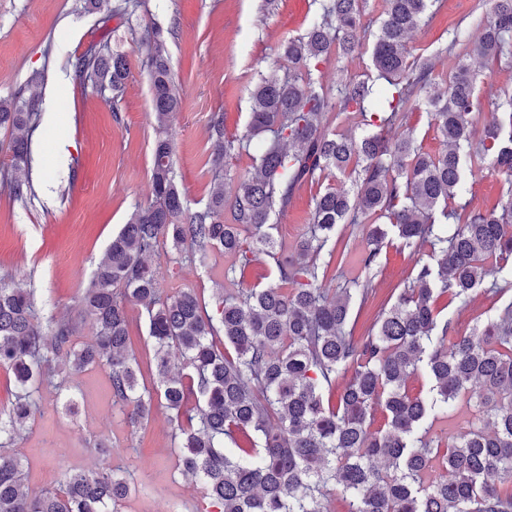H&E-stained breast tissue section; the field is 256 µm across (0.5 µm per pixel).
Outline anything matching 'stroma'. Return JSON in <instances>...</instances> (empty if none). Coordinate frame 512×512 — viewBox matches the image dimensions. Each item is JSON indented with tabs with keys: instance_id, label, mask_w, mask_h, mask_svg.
<instances>
[{
	"instance_id": "stroma-1",
	"label": "stroma",
	"mask_w": 512,
	"mask_h": 512,
	"mask_svg": "<svg viewBox=\"0 0 512 512\" xmlns=\"http://www.w3.org/2000/svg\"><path fill=\"white\" fill-rule=\"evenodd\" d=\"M310 0H139L131 14L106 17L87 10L84 0H0V97L25 90L40 116L32 135L34 192L17 198L0 188V277L21 271L29 276L43 321L72 309L104 248L131 212L150 201L153 114L150 78L141 43L152 26L167 38L170 67L180 88L182 106L172 114L174 169L189 209L202 206L215 176L234 184L251 159L240 153L213 162L208 125L224 116L227 134L243 135L250 112V92L257 70L278 60L282 40L305 33ZM488 0H439L431 21L411 37L415 53H429L447 42L448 33L466 24L470 41L481 30L476 17ZM107 43L129 61L125 93L118 105L85 88L75 60L90 44ZM478 76L482 106L502 92L512 93V59L469 60ZM43 74L32 83L33 74ZM466 200L487 210L501 206L504 175L486 168L465 177ZM317 186L302 185L286 214L276 217L274 235L286 247L309 230ZM367 228L342 224L335 240L344 250L342 263L331 265L323 281L334 289L363 276L358 263ZM429 248L413 253L390 238L373 277V292L357 312L356 334H363L377 311L394 300L411 277L416 261H429ZM161 295L194 290L211 299L216 286L225 292L272 282L271 264L257 263L223 280L230 256H216L214 267L178 264L158 255ZM512 302V290L495 298L474 292L470 301L449 302L456 334L493 319ZM70 386L78 410L64 411L52 387L41 389V412L25 438L14 447L28 462L26 484L38 494L60 486L67 472L113 468L128 472L133 490L121 512H168L173 501L190 506L195 486L179 472V439L165 411H156L141 428H133L112 402L106 373L91 368L74 374ZM106 438L111 451L99 453L94 442Z\"/></svg>"
}]
</instances>
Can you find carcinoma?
<instances>
[{"label":"carcinoma","mask_w":512,"mask_h":512,"mask_svg":"<svg viewBox=\"0 0 512 512\" xmlns=\"http://www.w3.org/2000/svg\"><path fill=\"white\" fill-rule=\"evenodd\" d=\"M363 0H313L305 34L280 44L288 71L258 73L251 91L249 133L229 138L215 114L209 138L215 163L246 149L253 171L231 191L211 183L203 207L191 211L175 180L168 118L181 97L167 40L154 28L143 39L154 118L150 202L136 208L103 252L69 315L43 324L34 292L12 276L0 278V368L12 374L11 406L0 411V512H119L131 492L119 469L74 470L56 490L30 494L25 464L12 452L40 413V389L65 387L72 373L100 367L113 404L136 426L158 409L181 437L177 468L201 489L214 512H327L338 492L348 512H512V302L467 336L439 301H467L478 288L497 295L512 261V189L500 209L465 202L467 171L496 167L512 186V95L483 117L476 76L467 59L512 56V0H491L478 19L480 39L461 29L449 47L423 57L409 37L437 0H385L377 31L362 22ZM130 0H86L93 10L122 16ZM370 51L376 76L357 79L343 67ZM455 52L457 65L436 67ZM336 65V93L323 84ZM96 90L123 95L127 59L92 43L77 59ZM431 119L444 150L421 152L411 132L395 141L385 130L406 113ZM354 116L358 138L330 127ZM37 113L23 91L0 98V128L11 131V159L0 181L22 197L33 189L30 143ZM352 179V189L328 183ZM318 185L311 230L285 253L273 218L288 210L303 184ZM371 221L362 258L381 266L389 232L405 248L430 247L435 262L413 269L394 304L355 335L351 304H365L371 279L332 292L321 287L329 263L322 252L340 224ZM169 248L180 264L203 265L222 252L236 264L224 276L273 260L276 282L237 295L219 291L211 306L196 293L162 297L152 262ZM143 307L154 347L157 384L139 382L129 347V306ZM90 328L93 340L79 341ZM422 373L429 395L406 385ZM345 379L341 387L336 381ZM465 406L469 430L443 442L433 424ZM386 423L372 430L377 410ZM231 447H226V444Z\"/></svg>","instance_id":"1"}]
</instances>
